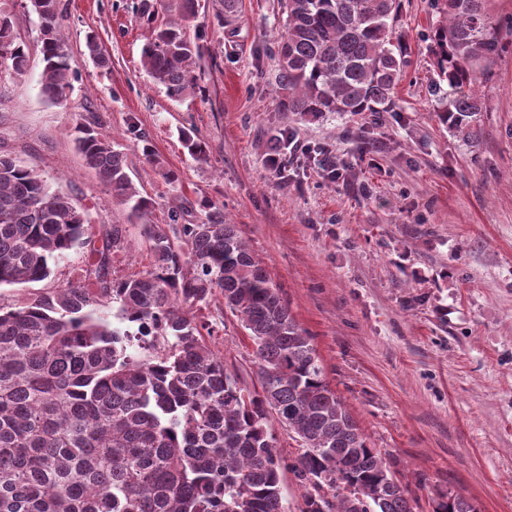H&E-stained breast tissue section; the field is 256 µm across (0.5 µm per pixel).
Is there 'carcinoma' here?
<instances>
[{
	"instance_id": "cac0c4a2",
	"label": "carcinoma",
	"mask_w": 512,
	"mask_h": 512,
	"mask_svg": "<svg viewBox=\"0 0 512 512\" xmlns=\"http://www.w3.org/2000/svg\"><path fill=\"white\" fill-rule=\"evenodd\" d=\"M37 18L41 94L61 103L75 62L57 0H29ZM491 0H431L442 20L428 39L437 117L466 143L479 137L480 86L503 52ZM239 0H224L219 25ZM173 18L155 28L142 66L171 99L199 88L200 45L190 38L195 0H167ZM400 0H281L276 83L286 112H388L409 65L394 22ZM28 47L0 16V69L22 76ZM195 159L206 145L180 131ZM75 147L112 199L141 221L152 270L112 277L123 229L93 238L87 211L42 174L0 155V286L41 282L68 252L86 249L83 281L0 306V512H287L281 475L306 487L302 512H413L377 449L330 388L306 331L224 209L200 216L153 204L127 172L120 145L90 123ZM221 295L252 340L259 388L238 385L201 336L193 307ZM118 305L136 332L112 327ZM139 351L127 350L132 339ZM300 443L284 463L269 422ZM434 512H478L446 494Z\"/></svg>"
}]
</instances>
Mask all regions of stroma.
I'll return each instance as SVG.
<instances>
[{"label":"stroma","instance_id":"1","mask_svg":"<svg viewBox=\"0 0 512 512\" xmlns=\"http://www.w3.org/2000/svg\"><path fill=\"white\" fill-rule=\"evenodd\" d=\"M59 0L61 32L76 59L62 103L40 92L36 17L26 0H0L29 47L24 76L0 73V154L39 170L87 210L93 231L122 225L112 275L148 270L141 224L85 168L73 142L95 118L123 146L128 173L153 204V223L174 205L224 208L269 270L317 350L331 388L405 486L413 512H433L448 492L478 512H512V0H496L506 49L483 88L477 142L440 123L429 86L436 76L430 0H401L395 28L410 61L391 111L301 119L279 107L280 0H241L218 26L221 0H197L200 92L174 100L141 66L161 0ZM94 34L108 66L85 52ZM188 130L207 157L189 156ZM292 132L286 169L269 164L270 139ZM154 150L146 162L138 148ZM178 180L167 183L162 170ZM73 250L51 277L0 288V304L81 280ZM209 342L240 385H258L254 345L216 296L197 309Z\"/></svg>","mask_w":512,"mask_h":512}]
</instances>
